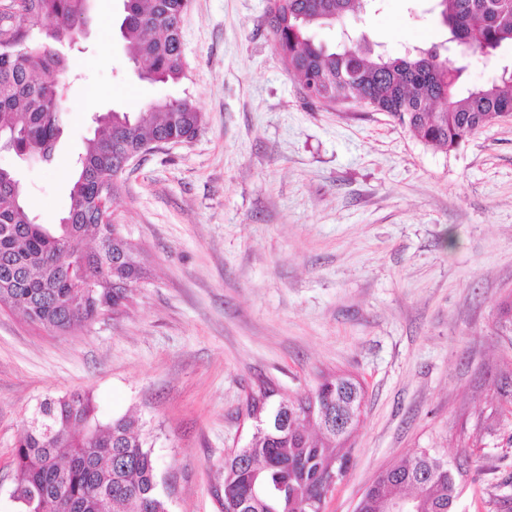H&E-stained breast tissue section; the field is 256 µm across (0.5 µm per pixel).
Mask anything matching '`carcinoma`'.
Returning a JSON list of instances; mask_svg holds the SVG:
<instances>
[{
	"label": "carcinoma",
	"instance_id": "obj_1",
	"mask_svg": "<svg viewBox=\"0 0 512 512\" xmlns=\"http://www.w3.org/2000/svg\"><path fill=\"white\" fill-rule=\"evenodd\" d=\"M0 22V130L19 157L42 152L50 163L63 127L58 77L63 49L87 23L89 0H8ZM190 0H122L120 31L147 79L184 76L180 22ZM374 0H269L268 22L284 68L305 98L329 106L355 102L386 115L425 146L448 151L479 129L512 117V69L499 81L464 87L460 46L488 58L512 48V0H434L447 38L402 56L317 41L313 32L342 25ZM204 116L187 99L114 110L77 159L68 210L58 224H39L15 173L0 167V309L21 313L54 333H69L125 306L144 277L138 249L113 236L97 201L116 196L125 157L157 144L188 142ZM261 388L247 410L261 422L249 443L224 458L222 512H314L331 477L342 480L364 390L344 375L322 377L312 392L272 403ZM46 426H24L14 450L11 497L21 512H168L155 460L138 420L100 416L92 396L74 392L40 404ZM441 458L420 450L380 472L359 512H382L403 492L418 512H455L461 489Z\"/></svg>",
	"mask_w": 512,
	"mask_h": 512
}]
</instances>
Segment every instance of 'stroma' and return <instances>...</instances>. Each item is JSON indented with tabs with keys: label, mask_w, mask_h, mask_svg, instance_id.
I'll list each match as a JSON object with an SVG mask.
<instances>
[{
	"label": "stroma",
	"mask_w": 512,
	"mask_h": 512,
	"mask_svg": "<svg viewBox=\"0 0 512 512\" xmlns=\"http://www.w3.org/2000/svg\"><path fill=\"white\" fill-rule=\"evenodd\" d=\"M119 6L92 0L68 52L53 163L0 152L39 223L67 210L94 116L186 98L204 123L119 178L113 209L146 267L126 307L67 334L0 310V512H19L26 418L74 390L103 417H139L169 512H221L224 458L255 431L248 396L295 399L328 373L365 396L325 512H355L379 470L423 449L465 460L457 512H512V430L494 414L512 373L499 311L512 298V118L441 152L357 104L308 103L268 0H191L185 78L143 82ZM428 6L380 0L349 24L397 55L443 40Z\"/></svg>",
	"instance_id": "stroma-1"
}]
</instances>
